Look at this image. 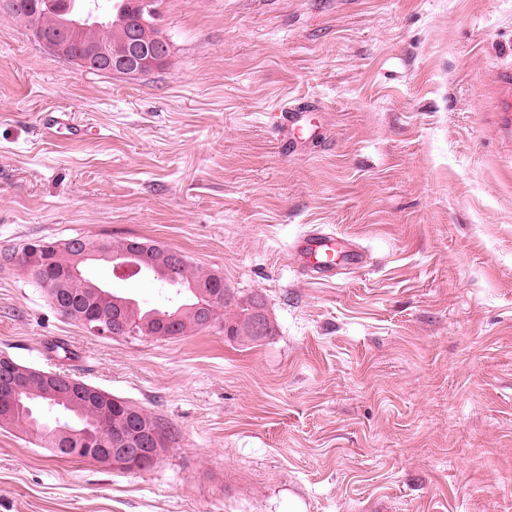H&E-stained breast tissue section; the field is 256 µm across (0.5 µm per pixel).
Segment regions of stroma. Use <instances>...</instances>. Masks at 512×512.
<instances>
[{
  "instance_id": "35a3bbf8",
  "label": "stroma",
  "mask_w": 512,
  "mask_h": 512,
  "mask_svg": "<svg viewBox=\"0 0 512 512\" xmlns=\"http://www.w3.org/2000/svg\"><path fill=\"white\" fill-rule=\"evenodd\" d=\"M128 78L47 52L0 0V250L138 237L260 294L273 332L94 336L0 267V356L169 422L154 468L0 429V512H512V0H164ZM324 137L282 153L283 100ZM96 127L48 137L45 113ZM362 254L317 278L312 226ZM74 352L61 362L44 345Z\"/></svg>"
}]
</instances>
